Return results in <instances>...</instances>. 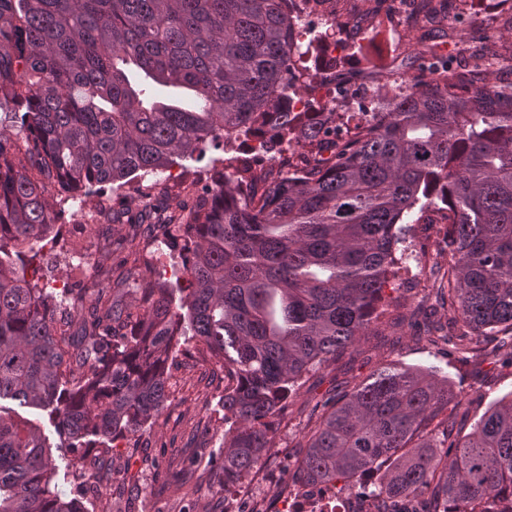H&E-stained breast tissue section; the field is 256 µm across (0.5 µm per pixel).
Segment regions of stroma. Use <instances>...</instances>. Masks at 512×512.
Listing matches in <instances>:
<instances>
[{"instance_id":"obj_1","label":"stroma","mask_w":512,"mask_h":512,"mask_svg":"<svg viewBox=\"0 0 512 512\" xmlns=\"http://www.w3.org/2000/svg\"><path fill=\"white\" fill-rule=\"evenodd\" d=\"M445 12L423 22L416 6H409L397 26H388L383 12L375 10V0H341L350 18H363L369 32L366 40L353 33L337 34L336 52L351 84L392 96L407 73L421 62L427 42L457 58L459 39L484 40L501 56L512 55V19L504 17L500 0H433ZM218 150L178 161L161 173L169 194L182 185L206 178L218 158ZM153 176L142 178L138 186L108 191L113 206H121L134 188L149 190ZM79 205L69 202L52 229L60 245L43 252L40 263L44 279L65 273L91 275L94 266L117 267L122 258L109 240L96 241L88 256L70 251L85 234L75 216ZM443 225L419 226L417 236L428 254L425 269L410 266L402 272V288L391 293L380 323L359 338L354 347L336 362L308 375L297 394L287 401L286 417L277 419L272 446L262 463L235 486L234 493L218 492L220 451L224 446V374L211 363L190 355H178L170 369L169 400L147 432L139 438L125 437L107 448L87 454L66 448L46 411L4 402L0 409L37 431L50 448L56 466V482L63 498L84 496L89 512H244L255 488L275 490L296 486V461L302 454L311 417L320 413L324 401L337 393L352 390L382 366L399 363L436 368L450 377L455 392L471 401L467 416L457 418L454 433L470 432L472 423L496 399L512 392V360L463 357L436 350L422 327L435 302L438 285L433 276L441 263L438 251ZM82 467L97 483L94 493H80L72 479L75 467Z\"/></svg>"}]
</instances>
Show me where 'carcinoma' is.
<instances>
[{
	"label": "carcinoma",
	"mask_w": 512,
	"mask_h": 512,
	"mask_svg": "<svg viewBox=\"0 0 512 512\" xmlns=\"http://www.w3.org/2000/svg\"><path fill=\"white\" fill-rule=\"evenodd\" d=\"M303 29L284 0H0V402L41 407L70 448L142 436L167 402L174 342L196 340L218 365L223 486L269 448L266 420L314 368L336 360L377 321L385 290L402 286L406 234L446 224L439 268L448 297V353L496 356L512 342V57L481 41L464 64L435 55L379 112H294L310 87L293 64ZM193 92L199 106L146 103L125 70ZM235 143L192 182L162 223L137 191L120 244L134 298L111 270L48 288L38 253L59 212L48 200L94 197L207 147ZM290 151L266 180L259 158ZM179 250L181 304L155 262ZM449 380L386 366L330 397L295 476L348 483L373 472L375 512H512V397L496 400L463 439L448 422ZM46 446L0 413V512H83L61 499Z\"/></svg>",
	"instance_id": "cac0c4a2"
}]
</instances>
